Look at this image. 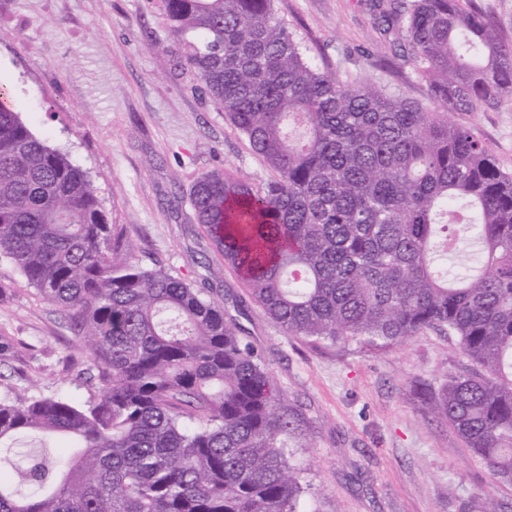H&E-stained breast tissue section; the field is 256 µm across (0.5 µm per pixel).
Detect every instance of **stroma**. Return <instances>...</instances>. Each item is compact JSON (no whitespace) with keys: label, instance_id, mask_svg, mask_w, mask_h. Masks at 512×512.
Masks as SVG:
<instances>
[{"label":"stroma","instance_id":"obj_1","mask_svg":"<svg viewBox=\"0 0 512 512\" xmlns=\"http://www.w3.org/2000/svg\"><path fill=\"white\" fill-rule=\"evenodd\" d=\"M379 0H274L276 16L330 76L368 82L432 111L413 60L382 35ZM182 49L164 0H0V84L33 133L90 175L134 264H160L222 302L276 381L297 429L284 438L309 484L305 512H512V489L430 410L468 362L446 332L387 350L315 348L288 335L249 295L195 223L189 190L222 169L259 186L270 171L245 137L171 69ZM448 118L512 173V95ZM0 393L89 398L92 366L64 311L0 261Z\"/></svg>","mask_w":512,"mask_h":512}]
</instances>
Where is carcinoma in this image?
Listing matches in <instances>:
<instances>
[{
    "label": "carcinoma",
    "instance_id": "1",
    "mask_svg": "<svg viewBox=\"0 0 512 512\" xmlns=\"http://www.w3.org/2000/svg\"><path fill=\"white\" fill-rule=\"evenodd\" d=\"M272 2L165 0L185 44L174 67L273 174L202 175L194 219L291 336L385 349L447 329L476 369L434 410L512 487V173L448 122L512 94V44L469 0L382 10L429 112L328 76ZM122 251L89 176L0 85V259L68 315L97 369L84 401L0 395V512H303L268 367L220 302Z\"/></svg>",
    "mask_w": 512,
    "mask_h": 512
}]
</instances>
